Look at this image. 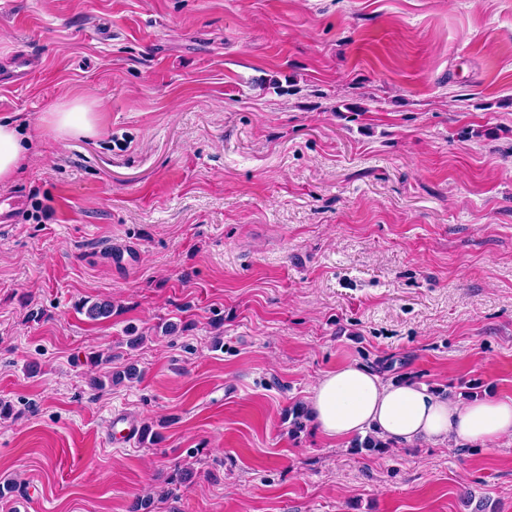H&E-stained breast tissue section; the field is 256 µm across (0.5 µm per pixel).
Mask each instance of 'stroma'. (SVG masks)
Segmentation results:
<instances>
[{"label":"stroma","mask_w":512,"mask_h":512,"mask_svg":"<svg viewBox=\"0 0 512 512\" xmlns=\"http://www.w3.org/2000/svg\"><path fill=\"white\" fill-rule=\"evenodd\" d=\"M81 93L101 133L43 137ZM6 117L0 512H512V439L288 416L344 363L512 397V0H0ZM117 413L161 441L110 445ZM24 137L12 122L0 118V184L12 182L27 157Z\"/></svg>","instance_id":"35a3bbf8"}]
</instances>
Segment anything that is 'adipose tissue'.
<instances>
[{
	"label": "adipose tissue",
	"instance_id": "1",
	"mask_svg": "<svg viewBox=\"0 0 512 512\" xmlns=\"http://www.w3.org/2000/svg\"><path fill=\"white\" fill-rule=\"evenodd\" d=\"M95 103L74 97L45 112L41 124L54 138L92 136L100 131ZM24 137L0 119V184L12 182L26 159ZM319 433L344 443L374 431L395 445L452 442L495 446L512 438V398L489 396L458 404L410 381L395 384L356 364L324 373L307 398Z\"/></svg>",
	"mask_w": 512,
	"mask_h": 512
}]
</instances>
